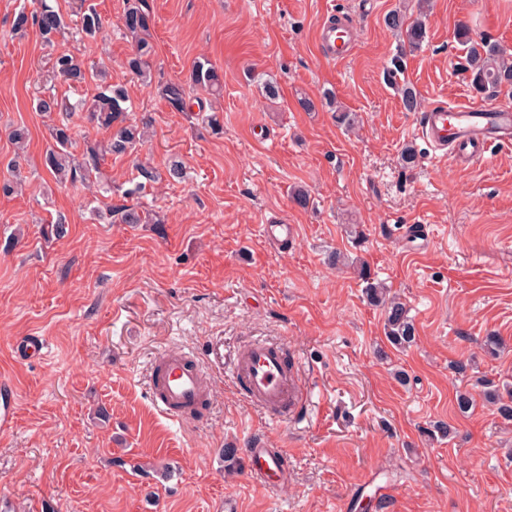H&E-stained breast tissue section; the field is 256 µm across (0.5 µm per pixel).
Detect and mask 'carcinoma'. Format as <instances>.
<instances>
[{
	"label": "carcinoma",
	"mask_w": 512,
	"mask_h": 512,
	"mask_svg": "<svg viewBox=\"0 0 512 512\" xmlns=\"http://www.w3.org/2000/svg\"><path fill=\"white\" fill-rule=\"evenodd\" d=\"M75 35L88 42L97 41L105 20L90 0H77ZM385 25L392 32L403 37V45L391 58L386 67V81L398 91L403 109L418 112L421 103L415 88L400 81V75L406 70L407 52L419 50L427 38V28L420 18L410 19L400 10L390 11L384 18ZM121 28L129 39L131 50L126 56L125 67L143 84L153 83L151 56L153 54L152 30L154 17L145 8L144 0H125L120 18ZM35 28L46 46L55 44L58 37L64 35L69 25L65 14L51 4V0H33V9L19 10L12 21L14 34L27 32ZM459 45L465 49L467 70L470 82L478 93L496 91L505 85H512V65L504 62V50L500 45L487 40L477 42L470 36L469 29L460 27L455 32ZM107 68L98 63L90 65L69 53L56 54L50 69L43 73V83L62 81L71 87H79L88 81H94L97 92L90 97H81L72 102L60 98L40 87L33 95L35 111L55 116L49 128V142L42 156L45 171L59 184L85 181L99 171L106 157L125 155L144 141L146 126L127 122L128 94L121 85L108 80ZM224 88L223 74L206 60L194 63L186 82L174 81L159 87V93L168 107L174 112H185L197 106L205 111L203 100L198 93L217 97ZM86 114L87 119L107 133L102 141H88L82 152L73 151L75 123L77 113ZM29 132L24 126L16 125L9 129V139L15 146L13 157L8 161L9 178L0 181V192L13 195L21 190L23 182V163ZM143 181L126 190L129 195L145 189L146 184L161 178L156 168L149 165L138 166ZM124 224H162L164 220L158 214L144 212L136 207H125L121 211ZM360 280L368 301L382 309L384 313L385 337L397 349H405L415 340V325L409 316L406 304L388 294V289L371 277L370 270L363 265L359 269ZM483 402L493 407L495 414L505 423L512 422V389L499 387L489 382L482 390Z\"/></svg>",
	"instance_id": "cac0c4a2"
}]
</instances>
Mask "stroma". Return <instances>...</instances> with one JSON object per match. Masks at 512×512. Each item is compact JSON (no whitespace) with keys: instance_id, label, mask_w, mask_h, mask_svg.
<instances>
[{"instance_id":"obj_1","label":"stroma","mask_w":512,"mask_h":512,"mask_svg":"<svg viewBox=\"0 0 512 512\" xmlns=\"http://www.w3.org/2000/svg\"><path fill=\"white\" fill-rule=\"evenodd\" d=\"M27 0H0V178L29 130L28 177L0 195V379L16 417L0 432V512H512V424L485 404L456 409L457 391L512 387V145L471 168L450 167L419 135L383 77L401 40L385 15L416 14V0H147L155 17L153 84L123 66L124 0H92L108 21L103 41L72 34L46 47L36 30L11 34ZM427 39L404 77L422 110L442 102L511 104L470 85L458 26L498 43L512 61V0H429ZM353 23L348 55L322 56L318 28ZM103 61L129 97L128 119L150 137L130 155L106 157L113 209L159 212L160 224L98 217L94 184H57L43 172L50 117L33 92L50 52ZM208 58L224 73L213 134L197 112L171 111L160 84L187 80ZM280 87L278 99L263 85ZM350 112L343 124L325 100ZM313 100L304 111L299 98ZM417 152L403 167L406 146ZM186 166L136 197L138 164ZM304 187L307 207L290 192ZM66 219L45 237L43 221ZM268 224H293L268 240ZM349 266L328 262L332 251ZM406 300L414 343L394 349L370 305L357 263ZM40 337L39 359L18 343ZM501 337L497 356L483 349ZM255 337L284 338L311 399L287 423L245 402L226 373ZM181 350L212 385L201 413L180 420L153 403L151 361ZM467 359L466 376L451 368ZM105 418H97V409ZM437 420L453 439L429 440ZM288 456V479L253 482V443Z\"/></svg>"}]
</instances>
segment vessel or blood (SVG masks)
<instances>
[{"label":"vessel or blood","mask_w":512,"mask_h":512,"mask_svg":"<svg viewBox=\"0 0 512 512\" xmlns=\"http://www.w3.org/2000/svg\"><path fill=\"white\" fill-rule=\"evenodd\" d=\"M318 37L329 60L344 57L349 31L321 26ZM420 133L455 167H471L496 145L512 142V108L473 103H440L422 116ZM230 374L244 399L268 418L296 416L305 406L306 391L298 368L283 344L253 340L232 357ZM150 390L159 408L177 418L203 408L210 397L207 376L185 353L171 350L159 356L150 376ZM248 471L255 483L275 488L288 478L283 449H247Z\"/></svg>","instance_id":"vessel-or-blood-1"}]
</instances>
